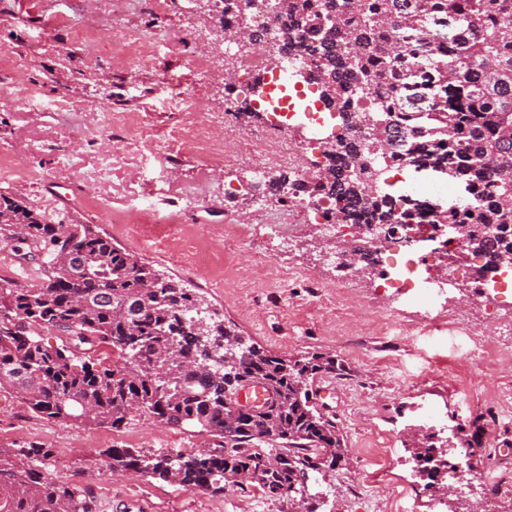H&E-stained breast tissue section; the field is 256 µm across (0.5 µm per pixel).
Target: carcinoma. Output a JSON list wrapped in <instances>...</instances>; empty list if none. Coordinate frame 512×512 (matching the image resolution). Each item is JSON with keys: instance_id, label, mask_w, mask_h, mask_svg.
Masks as SVG:
<instances>
[{"instance_id": "carcinoma-1", "label": "carcinoma", "mask_w": 512, "mask_h": 512, "mask_svg": "<svg viewBox=\"0 0 512 512\" xmlns=\"http://www.w3.org/2000/svg\"><path fill=\"white\" fill-rule=\"evenodd\" d=\"M293 19L288 47L318 40L315 67L330 100L344 86L365 93L385 121L362 138L347 113L341 150L352 158L323 176L336 200L354 198L378 224H397L388 194L365 190L369 168L391 155L416 173L447 177L466 192L458 204L432 207L437 224H467L468 247L512 268V0H305L283 7ZM342 37L346 60L329 51ZM0 216L25 226L15 249L39 274L21 288L0 282V389L35 414L97 428L121 429L140 411L174 428L214 437L201 451L148 454L111 448L112 471L155 475L189 491L258 489L290 502L323 493L313 483L345 466L347 446L336 417L316 402L319 376L345 370L332 355L272 354L224 319L193 289L156 269L95 224H53L19 195L0 188ZM74 258H62L64 246ZM92 259L78 274L68 263ZM159 288L147 292L148 281ZM55 331L61 343L44 342ZM81 365H76V360ZM253 381L276 399L264 412L227 422L224 398ZM54 449L0 448V512H95L87 490L57 481L34 462Z\"/></svg>"}]
</instances>
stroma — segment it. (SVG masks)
Returning <instances> with one entry per match:
<instances>
[{"mask_svg":"<svg viewBox=\"0 0 512 512\" xmlns=\"http://www.w3.org/2000/svg\"><path fill=\"white\" fill-rule=\"evenodd\" d=\"M122 30L147 44L138 58L112 46ZM213 12L197 0H0V52L26 59L15 71L0 68V150L11 164L0 169V187L21 194L54 221L98 225L114 242L159 270L181 279L223 311L243 335L271 353L296 357L329 353L347 374L318 380L319 402L335 416L348 448L344 468L322 480L332 494L317 512H449L435 483L452 482V466L472 464L474 481L463 497L480 500L483 512H512V501L484 494L505 463L512 462V338L487 326L472 338L444 315L460 293L454 285L419 282L406 294L358 281L359 299L376 313L365 326L352 321L350 305L330 289L341 273L318 251L298 245L275 255L278 268L301 266L326 287L310 292L295 279L262 288L250 280L254 249L225 242L224 224L238 218L249 183L247 164L235 151L207 161L170 135L191 111H223L217 78L201 80L199 58L216 60ZM99 109L88 128L81 112ZM125 113L129 147L112 139V115ZM74 194L72 209L46 193L47 183ZM147 196L161 212H177L180 227L115 224L113 210ZM209 240L227 253L226 269H203L179 256L183 240ZM455 450L436 478L420 476L408 447L413 435ZM195 429L179 431L134 415L121 430L48 421L15 395L0 391V448L40 443L55 449L47 472L89 490L97 512H291L288 502L261 491L226 489L206 494L137 474L112 472L109 448L155 454L208 445ZM477 456L468 460L465 448ZM386 449L378 457L376 449ZM387 467L393 481L379 479Z\"/></svg>","mask_w":512,"mask_h":512,"instance_id":"obj_1","label":"stroma"}]
</instances>
